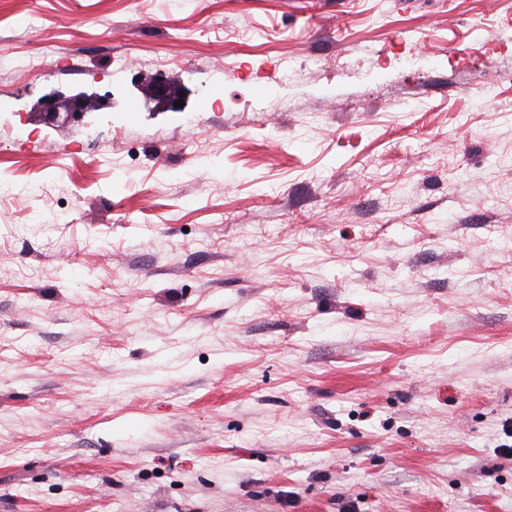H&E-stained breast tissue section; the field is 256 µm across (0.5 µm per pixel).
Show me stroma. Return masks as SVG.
<instances>
[{
  "label": "stroma",
  "instance_id": "obj_1",
  "mask_svg": "<svg viewBox=\"0 0 512 512\" xmlns=\"http://www.w3.org/2000/svg\"><path fill=\"white\" fill-rule=\"evenodd\" d=\"M0 58V512H512V0H0ZM186 88L183 87L178 94H172L170 83L164 79L156 80L150 90V95L157 102V107L164 111L181 112L183 107L175 108V102L178 100H185V97H180V93L186 95ZM93 94L78 92L71 96H62L60 94L50 95L43 104L45 120L54 123L63 109L67 118L70 120H80L88 112L92 104Z\"/></svg>",
  "mask_w": 512,
  "mask_h": 512
}]
</instances>
